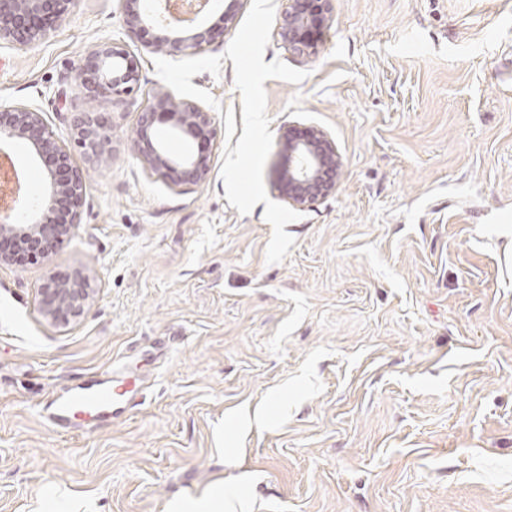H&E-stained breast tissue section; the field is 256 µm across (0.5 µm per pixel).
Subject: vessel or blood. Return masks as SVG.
Wrapping results in <instances>:
<instances>
[{"instance_id":"obj_1","label":"vessel or blood","mask_w":512,"mask_h":512,"mask_svg":"<svg viewBox=\"0 0 512 512\" xmlns=\"http://www.w3.org/2000/svg\"><path fill=\"white\" fill-rule=\"evenodd\" d=\"M139 387L134 380L117 372L72 386L65 394L52 399L42 410L43 417L56 430L67 432L77 419L105 422L124 414Z\"/></svg>"}]
</instances>
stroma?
<instances>
[{"instance_id": "35a3bbf8", "label": "stroma", "mask_w": 512, "mask_h": 512, "mask_svg": "<svg viewBox=\"0 0 512 512\" xmlns=\"http://www.w3.org/2000/svg\"><path fill=\"white\" fill-rule=\"evenodd\" d=\"M234 36L191 82L239 126ZM108 38L141 86L91 103L76 69ZM276 59L307 76L265 81L273 136L323 129L343 169L270 265L264 204L225 197L224 132L198 186L137 159L163 82L117 0L0 45V103L38 106L66 144L83 112L112 132L74 234L0 265V512H166L220 487L244 512H512V0H333L317 53L274 36ZM80 267L93 299L52 324L41 288ZM111 369L140 405L54 432L40 407Z\"/></svg>"}]
</instances>
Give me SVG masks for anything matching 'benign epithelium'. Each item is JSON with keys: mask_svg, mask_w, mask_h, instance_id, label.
Segmentation results:
<instances>
[{"mask_svg": "<svg viewBox=\"0 0 512 512\" xmlns=\"http://www.w3.org/2000/svg\"><path fill=\"white\" fill-rule=\"evenodd\" d=\"M72 0H0V42L35 43L59 25ZM127 32L137 36L148 30L152 52L170 55L196 54L232 28L236 6L230 0L219 26L202 24L174 29L164 20L172 9L171 0H121ZM331 0H288L278 24V36L288 51L309 57L317 53V36L328 28ZM75 80L87 97L95 100L128 94L141 80L137 59L119 44L104 40L84 57ZM172 123L173 131L198 141L197 150L182 156L169 154L156 139L159 124ZM74 143L83 149L90 162L101 159L111 143L109 129L91 112L75 125ZM216 135L211 112L191 99L157 91L141 110L134 152L148 170L173 185L205 182L211 172V156L203 144ZM19 142L30 151L33 160L45 165L43 189L25 209V223L19 224L9 210L0 211V264L17 260L13 245L22 241L32 251L47 254L53 244L73 233L81 223L86 181L81 169L73 165L66 145L49 129L43 113L33 104H0V144ZM279 151L285 158L276 176L280 196L292 207L302 208L336 190L342 158L335 141L321 129L300 131L288 127L280 138ZM90 275L78 270L68 278L51 275L41 290L43 312L52 322H69L81 317L93 289Z\"/></svg>", "mask_w": 512, "mask_h": 512, "instance_id": "obj_1", "label": "benign epithelium"}]
</instances>
